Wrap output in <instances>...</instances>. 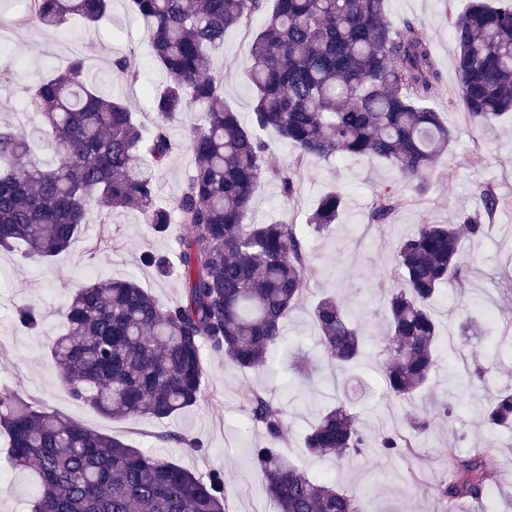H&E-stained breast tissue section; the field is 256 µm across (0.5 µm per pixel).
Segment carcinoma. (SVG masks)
Wrapping results in <instances>:
<instances>
[{
    "label": "carcinoma",
    "instance_id": "carcinoma-1",
    "mask_svg": "<svg viewBox=\"0 0 512 512\" xmlns=\"http://www.w3.org/2000/svg\"><path fill=\"white\" fill-rule=\"evenodd\" d=\"M385 2L129 0L149 23L154 63L167 75L148 91L157 115L149 132L126 100L88 79L80 53L31 87V128L0 127L1 248L21 244L33 255L54 257L80 235L92 207L102 225L115 210L134 207L157 235H167L174 213L185 229L175 241L182 300L163 303L133 279L98 280L71 296L64 330L49 352L74 399L112 419H165L204 397L202 348L242 369L268 364L283 341L284 319L319 273L306 233L336 223L345 198L336 190L322 194L304 226L246 222L263 175L271 174L289 196L295 190L293 170L269 166L263 132H275L302 158L384 160L415 188L425 187L454 131L433 106L440 76L423 29L392 24ZM12 11L20 24L57 29L77 19L90 28L111 15L112 0H24L19 11L14 0H3L0 13ZM251 15L263 23L245 71L254 93L245 124L224 103V77L210 70L224 33ZM448 28L458 48L466 124L483 127L512 115V3L469 0L449 16ZM110 72L130 83L139 79L131 54L112 57ZM196 108L203 115L188 143L192 171L173 209L159 207L153 170L173 152L171 123ZM40 142L49 163L36 158ZM480 195L481 209L462 224H420L395 247L400 282L384 302L390 331L384 376L398 400L421 394L436 367L439 330L430 303L445 283L464 277L460 226L480 236L501 207L494 190L482 187ZM397 205L391 193L377 195L371 220H388ZM144 262L161 277L170 273L165 255L148 253ZM312 318L336 365L364 355L363 332L338 296L319 299ZM16 320L36 329L43 315L20 306ZM481 410L489 426H511L512 391L495 392ZM250 414L265 429L253 464L277 512H359L353 495L288 459L281 411L254 394ZM435 416L450 411L410 417L408 435L382 437L385 454H404L411 436ZM0 433L8 437L13 464L38 476L32 512H224L221 475L198 478L14 393L0 391ZM305 446L319 457L361 453L365 438L349 403L323 409ZM499 481L497 465L479 453L449 462L448 480L431 492L448 505L467 498L481 508Z\"/></svg>",
    "mask_w": 512,
    "mask_h": 512
}]
</instances>
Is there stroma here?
<instances>
[{
	"instance_id": "obj_1",
	"label": "stroma",
	"mask_w": 512,
	"mask_h": 512,
	"mask_svg": "<svg viewBox=\"0 0 512 512\" xmlns=\"http://www.w3.org/2000/svg\"><path fill=\"white\" fill-rule=\"evenodd\" d=\"M465 0H386L387 18L406 21L426 33L442 76L435 107L456 132L447 153L436 163L425 190L407 186L404 179L382 161L352 155L328 160H298L294 147L273 132L264 138L271 145L273 164L297 166L299 177L292 196L283 195L271 177H262L254 193L248 220L254 224L282 221L305 223L323 191L336 187L347 208L327 232L308 239V251L320 270L309 296L302 299L284 322L285 341L270 366L242 369L223 358L203 352L205 398L193 409L167 419L115 420L89 404L71 397L52 362L47 347L59 333L63 310L77 288L85 284V270L95 278L136 279L157 299L179 300L182 282L163 278L146 266V253H163L177 264L173 237L180 225H171L168 236L153 233L139 212L119 210L112 222L86 224L71 248L48 261L22 250L0 248V390L42 405L86 429L116 437L148 454H161L205 478L221 474L228 494L225 512H276L261 476L255 471L250 450L264 437L261 424L251 420V393L264 395L285 413L282 447L302 471L331 480L356 496L361 512H448L445 504L417 488L413 475L436 485L448 477V459L488 451L499 468L512 467V430L490 428L478 405L487 392L512 386V350L492 357L491 349L512 338V293L503 281L512 278V121L480 129L464 124L459 96L456 59L447 10H461ZM259 17L243 19L224 35V48L213 56L212 71L225 75L224 100L242 118H249L253 94L244 70L250 58L253 33ZM0 70L11 73L0 83V123L30 126L28 91L48 65L63 66L75 52L85 55L91 76L108 81L112 92L130 102L144 128L157 120L143 95L144 87L165 82V74L152 64L149 25L132 14L126 0H114L111 16L94 32L72 22L57 30L34 25L15 28L0 20ZM135 53L141 82L130 85L112 81L113 56ZM201 121L188 112L174 122L176 146L166 167L157 169V202L172 206L181 183L190 173L191 157L185 147L190 129ZM491 186L502 202L499 216L480 238L462 236L467 259L463 283H448L432 303L443 339L439 361L430 380L429 404L448 406L447 422H435L414 441L404 460L386 456L378 445L382 434L403 430L416 406L391 397L384 382L385 312L383 298L397 280L394 249L397 242L419 224L457 223L462 213L475 212L480 201L477 185ZM395 192L399 206L389 221L369 222L375 195L382 189ZM340 292L368 334L366 355L348 370L340 369L317 345L311 308L316 296ZM31 305L43 315L40 330L18 328L16 306ZM312 357L317 374L306 380L295 373L297 353ZM483 377H472L475 367ZM353 383L352 407L368 439L358 456L319 458L308 453L305 436L320 406L343 397L344 383ZM36 477L33 470L15 469L0 437V512H29Z\"/></svg>"
}]
</instances>
